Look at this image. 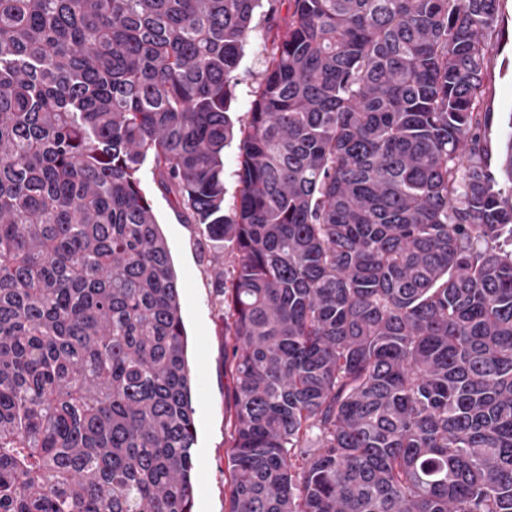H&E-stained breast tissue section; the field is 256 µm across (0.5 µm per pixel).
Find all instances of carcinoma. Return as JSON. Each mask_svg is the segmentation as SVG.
<instances>
[{
	"mask_svg": "<svg viewBox=\"0 0 512 512\" xmlns=\"http://www.w3.org/2000/svg\"><path fill=\"white\" fill-rule=\"evenodd\" d=\"M287 2L238 124L262 0H0V512H192L147 162L237 259L228 512H512L499 0ZM269 3L271 2L263 0V6L257 10L252 29L243 46L239 66L234 72L236 86L233 118H245L254 99V91L262 79L264 60L271 47L269 27L282 28L287 20L286 5L281 6L274 16H270L267 12ZM499 11L505 20L503 34L496 35L485 58L483 108L491 112L487 133V149L492 165L506 137L512 113V0H501ZM238 169V150L235 143L224 149V173L225 185L227 188L226 204L233 202V197L237 191V178L235 176Z\"/></svg>",
	"mask_w": 512,
	"mask_h": 512,
	"instance_id": "carcinoma-1",
	"label": "carcinoma"
}]
</instances>
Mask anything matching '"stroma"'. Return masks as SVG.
Masks as SVG:
<instances>
[{
  "label": "stroma",
  "instance_id": "1",
  "mask_svg": "<svg viewBox=\"0 0 512 512\" xmlns=\"http://www.w3.org/2000/svg\"><path fill=\"white\" fill-rule=\"evenodd\" d=\"M499 11L505 27L494 37L485 58L483 94V108L490 114L487 149L493 159L512 133V0H500ZM286 20V9L273 15L266 8L258 9L235 71L236 117H245L262 79L271 47L269 28L284 26ZM141 181L171 252L189 338L196 427L193 512H227L231 376L224 324L217 316L222 295L215 271L220 267L231 269L234 256L229 248L207 240L199 225L174 209L170 196L159 188L151 166H144Z\"/></svg>",
  "mask_w": 512,
  "mask_h": 512
}]
</instances>
